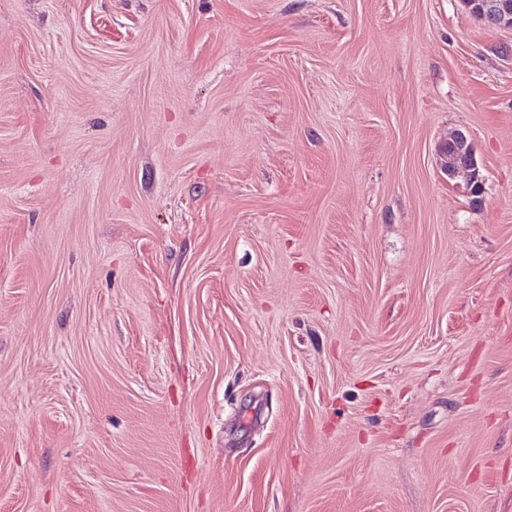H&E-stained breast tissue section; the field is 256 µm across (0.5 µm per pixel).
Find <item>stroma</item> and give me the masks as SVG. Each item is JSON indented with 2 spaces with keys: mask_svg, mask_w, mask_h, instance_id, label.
I'll list each match as a JSON object with an SVG mask.
<instances>
[{
  "mask_svg": "<svg viewBox=\"0 0 512 512\" xmlns=\"http://www.w3.org/2000/svg\"><path fill=\"white\" fill-rule=\"evenodd\" d=\"M0 512H512V29L0 0ZM448 175L454 176L460 172L468 177L471 190L476 192L482 188V179L473 148L463 132H457L448 140Z\"/></svg>",
  "mask_w": 512,
  "mask_h": 512,
  "instance_id": "35a3bbf8",
  "label": "stroma"
}]
</instances>
